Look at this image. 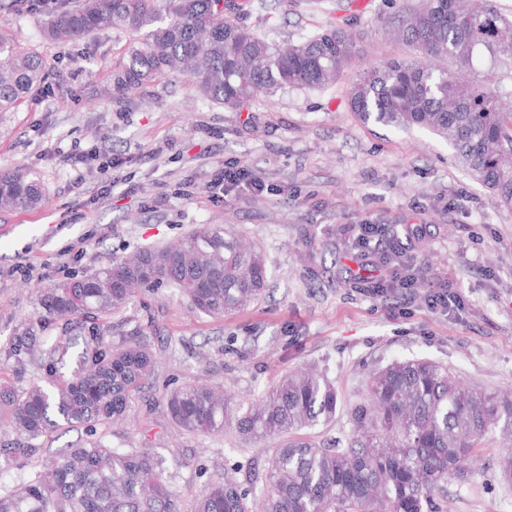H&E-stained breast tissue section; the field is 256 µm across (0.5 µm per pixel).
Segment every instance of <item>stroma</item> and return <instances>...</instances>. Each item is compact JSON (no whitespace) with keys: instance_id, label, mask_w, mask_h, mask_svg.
Listing matches in <instances>:
<instances>
[{"instance_id":"1","label":"stroma","mask_w":512,"mask_h":512,"mask_svg":"<svg viewBox=\"0 0 512 512\" xmlns=\"http://www.w3.org/2000/svg\"><path fill=\"white\" fill-rule=\"evenodd\" d=\"M420 0H249L227 12L269 42H299L331 25L356 42L344 76L324 89H287L238 110L206 100L189 77L168 73L118 94L114 77L134 36L112 28L57 44L45 39L48 9L35 0L0 10V35L43 57L44 94L0 112V170L26 168L44 187L37 208L0 209V346L38 314L43 289L83 276L140 249L157 248L202 224H221L262 247L269 285L263 299L215 319L180 289L138 292L108 315L88 314L79 334L141 329L154 345L152 402L126 423L59 429L58 450L92 438L115 448H152L182 512L205 485L263 456L270 443L232 432L177 434L160 399L200 382L254 397L288 371L324 370L338 393L336 419L315 441L348 433L349 408L373 372L411 358L447 363L469 387L512 395V209L425 130L361 121L349 85L364 71L412 56L391 26ZM111 156L110 175L72 166V142ZM267 188L213 198L204 186L225 163ZM385 225L410 236L422 286L411 301L372 297L346 280L354 250L344 225ZM458 299L430 310L427 294ZM499 436L475 453L465 478L448 484L449 512H512V483L497 469Z\"/></svg>"}]
</instances>
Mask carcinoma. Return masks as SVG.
Instances as JSON below:
<instances>
[{
    "mask_svg": "<svg viewBox=\"0 0 512 512\" xmlns=\"http://www.w3.org/2000/svg\"><path fill=\"white\" fill-rule=\"evenodd\" d=\"M397 23L414 56L363 72L350 87V111L364 122L442 137L511 208L512 89L467 73L484 52L492 64L512 59V18L490 0H423ZM112 27L142 35L125 54L117 90L140 88L174 68L228 109L287 88H324L340 77L354 49L352 34L339 26L299 43L272 44L227 20L220 0H168L164 9L159 0H57L45 33L64 42ZM43 70L37 53L0 36V112L28 96ZM41 198L36 172H0L1 207L32 209ZM148 274L156 284L182 289L196 311L213 318L258 302L268 282L262 249L242 244L222 224H205L163 247L67 278L40 305L46 316L73 325L82 314L124 306L148 286ZM42 330L40 321L29 324L0 348L18 369L39 363L50 384L21 392L0 384V407L9 409L15 434L0 444V472L32 467L24 481L0 492V512H180L164 477L166 459L151 448H112L92 439L49 458L45 446L65 425L93 429L130 418L155 375L149 337L135 330L118 341L97 333L52 338ZM77 340L78 370L59 382ZM337 405L334 383L313 368L290 371L239 401L195 382L167 390L163 408L183 435L293 436L250 463L243 479L210 481L194 512H447L448 480L467 474L488 436L512 437L511 397L479 392L427 358L377 371L351 412L348 435L330 444L296 438L333 422Z\"/></svg>",
    "mask_w": 512,
    "mask_h": 512,
    "instance_id": "carcinoma-1",
    "label": "carcinoma"
}]
</instances>
